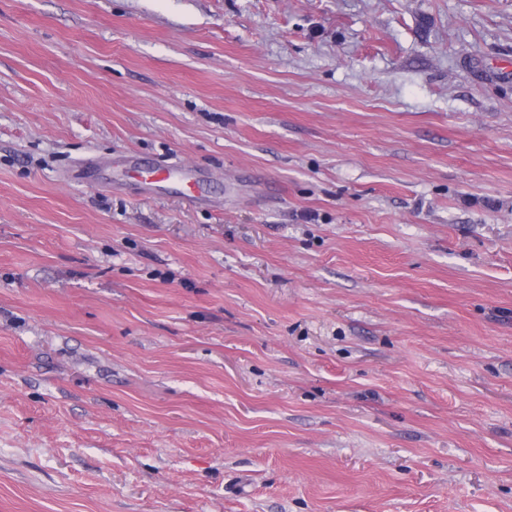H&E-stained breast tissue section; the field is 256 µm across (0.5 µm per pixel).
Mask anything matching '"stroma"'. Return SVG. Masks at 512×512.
<instances>
[{"instance_id":"35a3bbf8","label":"stroma","mask_w":512,"mask_h":512,"mask_svg":"<svg viewBox=\"0 0 512 512\" xmlns=\"http://www.w3.org/2000/svg\"><path fill=\"white\" fill-rule=\"evenodd\" d=\"M0 512H512V0H0Z\"/></svg>"}]
</instances>
